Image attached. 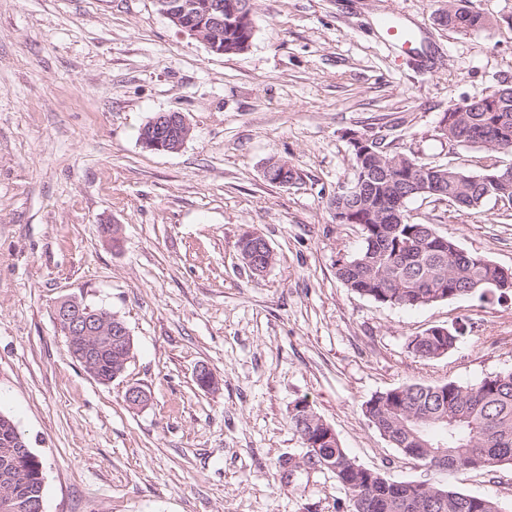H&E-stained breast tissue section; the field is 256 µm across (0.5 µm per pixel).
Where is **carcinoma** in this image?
Here are the masks:
<instances>
[{
    "mask_svg": "<svg viewBox=\"0 0 512 512\" xmlns=\"http://www.w3.org/2000/svg\"><path fill=\"white\" fill-rule=\"evenodd\" d=\"M441 18L447 27L462 32L486 23L480 12L460 7L443 12ZM233 23L224 16L226 56L242 54L241 45L249 38ZM447 136L463 147L495 143L512 150V87L500 89L496 100L478 98L448 126ZM390 158L429 166L426 177L441 184L447 191L445 199L463 214L478 213L486 200L497 196L495 182L449 163L425 164L402 152H392ZM392 198L382 182L370 204L343 195L330 199L332 207L344 203L355 209L363 237L358 252L336 261V277L344 285L378 303L410 308L472 294L484 299L499 291L500 271L495 263L462 250L432 224L395 221ZM461 335L462 328L453 325L445 336L428 329L410 338L408 352L419 360L439 358L455 347ZM95 376L102 384L113 381L112 353L98 362ZM365 415L400 451L422 449L423 466L430 471L467 469L472 463L489 472L512 467V371L487 376L471 386L447 381L389 389L365 402ZM290 423L301 438L311 440L323 435L327 425L315 412L292 413ZM15 430L13 418L0 412V496L41 500V461L35 455L18 458L6 453ZM322 458L327 463L323 470L346 493L347 512H498L493 500L439 482H391L378 470L356 469V461L339 445L327 449Z\"/></svg>",
    "mask_w": 512,
    "mask_h": 512,
    "instance_id": "1",
    "label": "carcinoma"
}]
</instances>
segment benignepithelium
<instances>
[{"mask_svg": "<svg viewBox=\"0 0 512 512\" xmlns=\"http://www.w3.org/2000/svg\"><path fill=\"white\" fill-rule=\"evenodd\" d=\"M159 12L172 22L183 34L207 46L217 54H224V3L209 0L203 12L190 6H178L169 0H155ZM230 10L236 22L249 28L253 25L252 13L244 2H231ZM192 127L181 112H162L151 118L142 128L139 142L152 152L173 153L190 138ZM348 139L362 147L361 155L371 157L374 169L383 173L385 179L397 185L411 182L424 183L423 191L431 195L441 193L440 186L427 183L415 168L405 171L393 160L371 148V140L351 133ZM57 322L67 328L68 346L73 357L84 366L95 362L102 349H112L116 369L123 372L132 354V336L120 318L104 309H93L75 299L61 301L55 312ZM126 404L132 408L142 407L150 400L149 394L138 386H131L125 393Z\"/></svg>", "mask_w": 512, "mask_h": 512, "instance_id": "7a95c632", "label": "benign epithelium"}]
</instances>
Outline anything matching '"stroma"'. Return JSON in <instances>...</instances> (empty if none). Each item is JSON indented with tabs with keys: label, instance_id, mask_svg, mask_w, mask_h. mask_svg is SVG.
<instances>
[{
	"label": "stroma",
	"instance_id": "35a3bbf8",
	"mask_svg": "<svg viewBox=\"0 0 512 512\" xmlns=\"http://www.w3.org/2000/svg\"><path fill=\"white\" fill-rule=\"evenodd\" d=\"M250 49L222 56L182 34L154 0H0V411L43 463V512H346L331 475L282 459L305 449L289 412L307 401L356 462L392 481L429 479L362 405L406 384L474 385L512 370V293L421 308L347 288L337 259L362 245L329 199L353 176L346 138H383L420 161L478 175L512 151L449 154L448 108L512 84V0H474L468 32L436 19L448 0H252ZM421 30L422 61L396 64L388 12ZM183 113L190 139L142 148L140 128ZM296 183L265 181L269 158ZM413 222L512 270V204L474 215L417 197ZM122 228L119 244L101 233ZM248 231L275 256L255 277ZM76 298L122 318L124 374L95 380L55 319ZM457 324L448 354L413 358L410 337ZM217 380L200 388L198 366ZM138 385L148 404L129 408ZM448 484L512 512V468Z\"/></svg>",
	"mask_w": 512,
	"mask_h": 512
}]
</instances>
